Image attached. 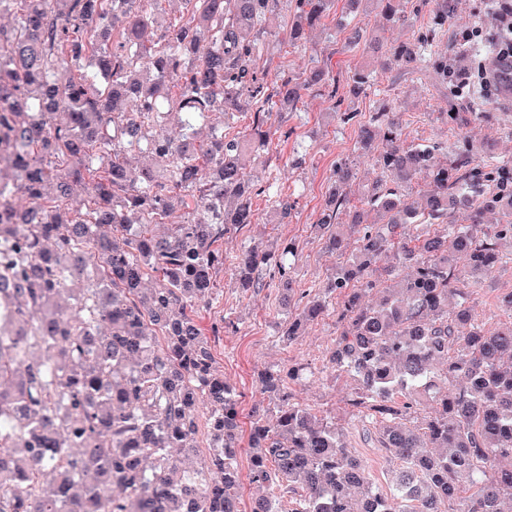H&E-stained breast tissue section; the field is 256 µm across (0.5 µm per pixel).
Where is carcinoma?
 Masks as SVG:
<instances>
[{"instance_id": "carcinoma-1", "label": "carcinoma", "mask_w": 512, "mask_h": 512, "mask_svg": "<svg viewBox=\"0 0 512 512\" xmlns=\"http://www.w3.org/2000/svg\"><path fill=\"white\" fill-rule=\"evenodd\" d=\"M162 2L0 0V305L12 312L0 320V512H241V395L196 313L215 299L224 237L255 223L262 189L246 159L271 141L272 116L285 121L332 78L315 67L266 92L254 49L280 0H177L174 18ZM331 3L297 0L287 40ZM421 7L431 29L393 55L446 82L448 59L424 46L448 30L453 0ZM261 100L278 112L259 107L248 132L224 133ZM377 139L371 189L351 204V170L337 165L313 225L342 259L321 292L299 288L294 240L251 241L231 272L244 291L278 288L286 309L306 300L279 327L285 343L336 317L329 363L354 379L349 405L399 462L393 491L295 401L307 368L264 369L248 478L266 494L251 512H448L451 500L455 512H505L512 321L485 328L454 261L476 281L512 261V160L486 161L489 189L483 166L435 163L439 146L407 142L392 112L360 126L362 150ZM420 177L430 189L417 197ZM460 210L470 223H448ZM492 212L506 223L482 224ZM400 264L411 273L387 287ZM71 282L84 288L69 303ZM287 495L295 507L278 508Z\"/></svg>"}]
</instances>
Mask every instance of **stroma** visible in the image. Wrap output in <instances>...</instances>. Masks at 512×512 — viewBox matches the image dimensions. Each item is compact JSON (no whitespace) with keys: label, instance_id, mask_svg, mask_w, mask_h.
<instances>
[{"label":"stroma","instance_id":"1","mask_svg":"<svg viewBox=\"0 0 512 512\" xmlns=\"http://www.w3.org/2000/svg\"><path fill=\"white\" fill-rule=\"evenodd\" d=\"M418 3L399 0L406 22L394 25L377 11L354 9L347 0H333L329 14L308 30L306 39L290 43L277 32L293 24L295 0H281L276 14L266 22L268 36L257 46V69L272 77L295 79L325 64L333 71L338 91L330 93L325 86L309 89L270 145L255 157L253 173L260 184L269 187L271 193L294 200L291 216L280 220L266 196H257L253 200L256 224L225 240V256L234 255L251 239L297 240L301 248L296 259L298 279L302 288L318 293L337 257L324 250L310 226L318 221L338 163H349L352 169L353 198H360L377 179L376 152L362 151L358 144L359 126L373 113H397L407 140L447 144V152L436 153V161H445L450 153L475 159L489 153L500 160H512V99L497 88L489 89L484 98L470 90L479 61L463 33L478 27L483 40H495L500 22L490 0H454L449 29L431 46L432 53L448 59V80L444 83L429 73L409 72L390 54L385 57V67H378L372 50L347 44L343 32L347 25L379 36L390 48L415 39L430 25L428 12L418 10ZM357 73L369 74L370 83L364 94L354 97L348 92L347 81ZM343 112L351 114V121L340 120ZM297 153L305 157L299 165L292 162ZM511 291L512 262L499 267L484 283L470 285V299L482 313L486 328L512 321V316L499 307L501 296ZM216 294V300L199 310L198 319L213 334L215 366L241 394L243 414H250L262 399L254 383L255 370L289 364L309 367V376L291 387L296 401L342 430L348 448L362 460L372 481L388 487L393 464L375 441L372 424L353 414L348 404L356 384L348 375H336L328 363V350L336 336L334 317L314 321L304 336L287 345L277 335L285 317L277 289L267 288L256 295L243 292L225 270L217 276ZM228 317L236 322V331H224Z\"/></svg>","mask_w":512,"mask_h":512}]
</instances>
